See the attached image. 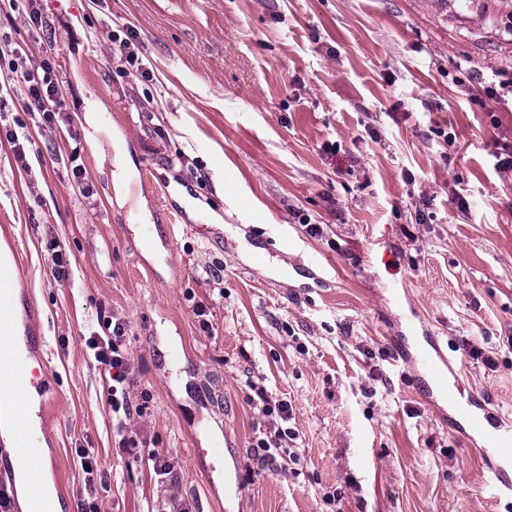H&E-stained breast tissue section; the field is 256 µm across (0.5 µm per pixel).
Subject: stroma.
Returning <instances> with one entry per match:
<instances>
[{
    "label": "stroma",
    "instance_id": "35a3bbf8",
    "mask_svg": "<svg viewBox=\"0 0 512 512\" xmlns=\"http://www.w3.org/2000/svg\"><path fill=\"white\" fill-rule=\"evenodd\" d=\"M0 14L65 85L54 128L0 109V253L17 244L52 373L41 441L63 512L94 449L100 512H508L501 459L401 360L428 331L512 422V12L499 0H38ZM136 33L152 80L110 34ZM107 121L91 135L84 113ZM79 149L92 196L74 188ZM137 194L116 204L115 167ZM466 208H459V201ZM323 232L310 236L306 224ZM151 226V238L142 235ZM70 261L57 281L47 246ZM204 316H197V307ZM125 323L133 429L175 477L115 446L108 375L84 339ZM492 357L495 368L470 349ZM288 401L291 458L259 469L258 391ZM335 495L328 504L327 495ZM7 4L11 13L28 21L35 29L46 27L42 19V13L36 7V0H6L1 1Z\"/></svg>",
    "mask_w": 512,
    "mask_h": 512
}]
</instances>
